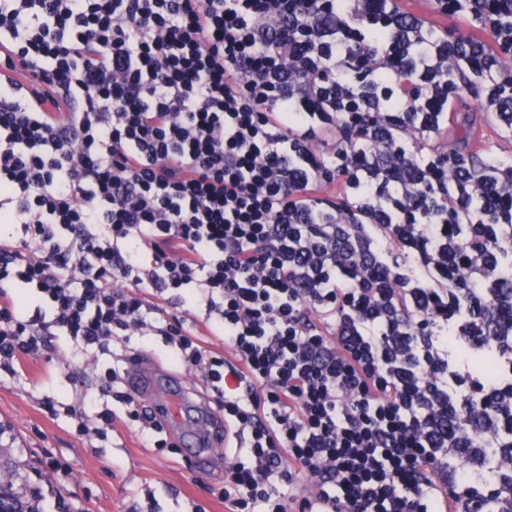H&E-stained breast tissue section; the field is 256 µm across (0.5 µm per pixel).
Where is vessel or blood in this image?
<instances>
[{"label":"vessel or blood","mask_w":512,"mask_h":512,"mask_svg":"<svg viewBox=\"0 0 512 512\" xmlns=\"http://www.w3.org/2000/svg\"><path fill=\"white\" fill-rule=\"evenodd\" d=\"M129 370L131 388L165 427L180 428L185 447L201 454L221 445L219 420L208 404L197 398L194 387L185 378L172 376L159 388L149 390L139 362H131Z\"/></svg>","instance_id":"1"}]
</instances>
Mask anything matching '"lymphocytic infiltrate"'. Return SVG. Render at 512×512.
Returning <instances> with one entry per match:
<instances>
[{"instance_id":"lymphocytic-infiltrate-1","label":"lymphocytic infiltrate","mask_w":512,"mask_h":512,"mask_svg":"<svg viewBox=\"0 0 512 512\" xmlns=\"http://www.w3.org/2000/svg\"><path fill=\"white\" fill-rule=\"evenodd\" d=\"M399 2L0 0V372L157 336L235 436L225 512H512V163L444 149L462 65L512 131V0L493 60Z\"/></svg>"}]
</instances>
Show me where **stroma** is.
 <instances>
[{"label":"stroma","mask_w":512,"mask_h":512,"mask_svg":"<svg viewBox=\"0 0 512 512\" xmlns=\"http://www.w3.org/2000/svg\"><path fill=\"white\" fill-rule=\"evenodd\" d=\"M466 102L448 126L449 144H457L464 132L483 154L512 161V133L480 110L477 96ZM129 347L157 372L176 374L150 341L135 336ZM126 348L118 345L96 361L70 364L67 338L55 336L40 356L24 358L20 375H0V445L24 463L45 501L61 500L64 512H194L198 505L205 512H225L219 494L223 457L146 447L136 427L123 419L107 439L76 435L73 407L82 395L101 397L100 375ZM49 398L55 404L51 414L41 407ZM49 460L66 464L68 476H47Z\"/></svg>","instance_id":"35a3bbf8"}]
</instances>
